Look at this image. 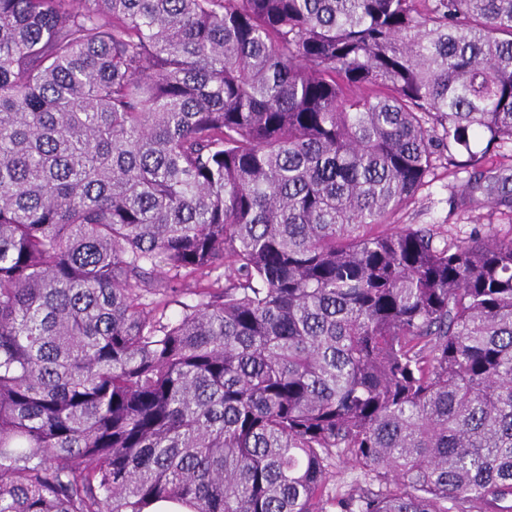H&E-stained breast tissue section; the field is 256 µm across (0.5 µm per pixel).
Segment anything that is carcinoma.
Instances as JSON below:
<instances>
[{
  "label": "carcinoma",
  "mask_w": 512,
  "mask_h": 512,
  "mask_svg": "<svg viewBox=\"0 0 512 512\" xmlns=\"http://www.w3.org/2000/svg\"><path fill=\"white\" fill-rule=\"evenodd\" d=\"M442 160L512 212V0H0V512H512ZM437 177L419 195V200L400 211L393 219V224H414L416 226L442 225L448 230L450 237L465 238L471 232L474 224H482L486 231H500L504 233L509 230V224L495 208L484 207L477 210H467L457 206L453 195L456 186L460 181L455 180L448 171L439 168ZM488 224H491L490 226Z\"/></svg>",
  "instance_id": "carcinoma-1"
}]
</instances>
